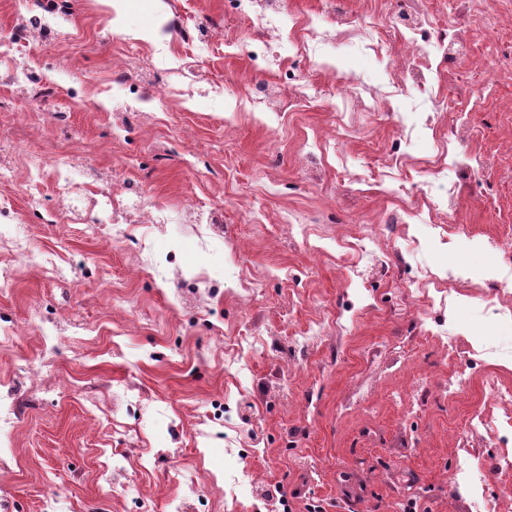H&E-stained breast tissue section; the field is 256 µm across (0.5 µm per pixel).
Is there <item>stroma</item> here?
Masks as SVG:
<instances>
[{
  "instance_id": "1",
  "label": "stroma",
  "mask_w": 512,
  "mask_h": 512,
  "mask_svg": "<svg viewBox=\"0 0 512 512\" xmlns=\"http://www.w3.org/2000/svg\"><path fill=\"white\" fill-rule=\"evenodd\" d=\"M32 2L0 0V141L27 147L0 184V225L35 256L0 242L14 269L0 288V335L14 337L0 391L17 398L0 428V512H266L282 500L290 512H403L410 500L472 512L477 495L486 512H512L498 437L461 431L488 375L512 391V315H482L473 291L512 273V24L472 0L470 56L493 58L497 76L464 96L475 71L437 63L433 107L398 95L375 112L328 78L365 98L387 88L393 44L337 37L326 0H286L274 74L233 0H124L119 14L68 0L29 51L28 84L54 89L35 111L6 78ZM403 6L341 9L383 25ZM305 21L310 51L292 33ZM127 58L147 76L113 83ZM270 78L293 88L291 109L249 105ZM459 123L472 139L456 151L440 130ZM441 154L455 172L432 167ZM486 154L494 165L475 166ZM61 175L75 188L65 200ZM145 206L158 224L135 223ZM393 209L403 223H383ZM368 224L386 243L371 262L338 239ZM430 272L464 284L446 306L416 307L408 287ZM440 335L472 349L443 362ZM458 372L467 381L448 394ZM464 465L478 488L455 479ZM245 469L257 482L226 505L225 481Z\"/></svg>"
}]
</instances>
